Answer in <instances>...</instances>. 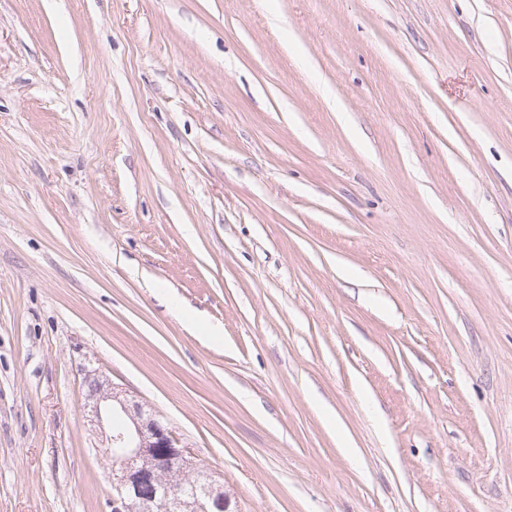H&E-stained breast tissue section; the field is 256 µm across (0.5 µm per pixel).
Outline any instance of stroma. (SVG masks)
<instances>
[{
    "label": "stroma",
    "mask_w": 512,
    "mask_h": 512,
    "mask_svg": "<svg viewBox=\"0 0 512 512\" xmlns=\"http://www.w3.org/2000/svg\"><path fill=\"white\" fill-rule=\"evenodd\" d=\"M92 368L229 512H512V0H0V512H112Z\"/></svg>",
    "instance_id": "obj_1"
}]
</instances>
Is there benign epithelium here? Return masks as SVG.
Segmentation results:
<instances>
[{
	"label": "benign epithelium",
	"mask_w": 512,
	"mask_h": 512,
	"mask_svg": "<svg viewBox=\"0 0 512 512\" xmlns=\"http://www.w3.org/2000/svg\"><path fill=\"white\" fill-rule=\"evenodd\" d=\"M92 417H126L106 438L112 452V512H228L224 487L196 475L189 447L170 425L129 394L109 390L96 370L84 376Z\"/></svg>",
	"instance_id": "7a95c632"
}]
</instances>
